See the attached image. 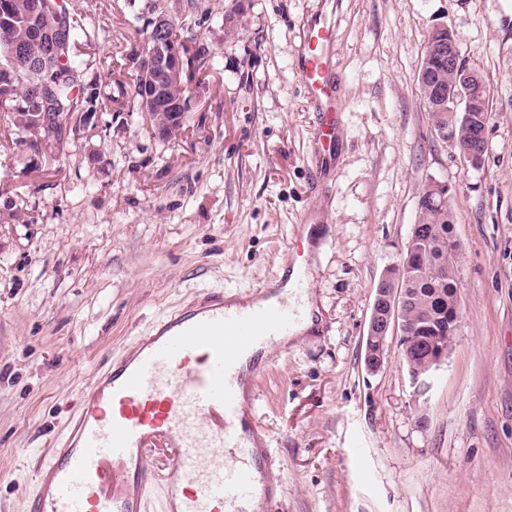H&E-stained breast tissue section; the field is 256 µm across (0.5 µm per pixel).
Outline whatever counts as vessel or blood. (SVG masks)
<instances>
[{
	"label": "vessel or blood",
	"instance_id": "1",
	"mask_svg": "<svg viewBox=\"0 0 512 512\" xmlns=\"http://www.w3.org/2000/svg\"><path fill=\"white\" fill-rule=\"evenodd\" d=\"M307 49L299 75L316 113L317 162L335 161L342 102L336 94V24L319 17L299 35ZM299 309L281 277L249 301L205 294L199 304L165 312L150 335L87 385L59 448L39 468L27 512H247L276 498L260 448H249L245 373L238 359L258 342L277 343ZM164 441L173 474L160 481L150 450Z\"/></svg>",
	"mask_w": 512,
	"mask_h": 512
}]
</instances>
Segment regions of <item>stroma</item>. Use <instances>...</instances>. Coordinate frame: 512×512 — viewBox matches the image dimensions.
Listing matches in <instances>:
<instances>
[{
	"instance_id": "obj_1",
	"label": "stroma",
	"mask_w": 512,
	"mask_h": 512,
	"mask_svg": "<svg viewBox=\"0 0 512 512\" xmlns=\"http://www.w3.org/2000/svg\"><path fill=\"white\" fill-rule=\"evenodd\" d=\"M66 3L95 34L79 54L98 81L133 68L160 14L210 66L177 140L103 109L51 144L55 174L35 172L27 146L0 152V512H25L109 357L202 292L250 295L289 258L314 267L304 292L322 323L274 346L250 385L280 487L270 512H512V0H244L230 27V0ZM323 12L344 112L317 195L296 49ZM439 24L490 89L477 166L438 138L417 91ZM433 180L451 188L461 321L420 395L397 337L380 372L364 357L376 286Z\"/></svg>"
}]
</instances>
